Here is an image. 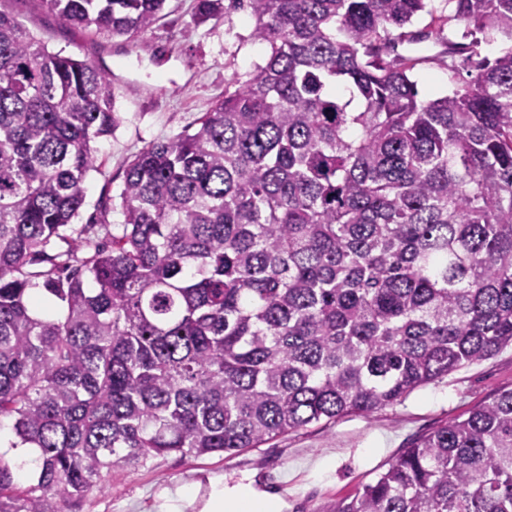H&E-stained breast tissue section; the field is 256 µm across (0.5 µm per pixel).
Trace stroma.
Masks as SVG:
<instances>
[{"instance_id":"stroma-1","label":"stroma","mask_w":512,"mask_h":512,"mask_svg":"<svg viewBox=\"0 0 512 512\" xmlns=\"http://www.w3.org/2000/svg\"><path fill=\"white\" fill-rule=\"evenodd\" d=\"M197 0H167L164 17L134 41L77 30L41 0H0L49 51L93 60L112 77L120 122L98 140L97 163L86 178V201L75 227L99 220L120 223L119 193L133 156L186 130L224 95L245 83L269 48L252 37L245 7L226 0L223 15L197 20ZM427 62L416 72L421 97L434 98L462 83L431 63L440 47L420 43ZM512 389V346L416 388L401 401L369 415L349 414L269 440L236 455L157 458L136 469L113 471L104 492L81 502L78 512H157L161 494L188 485L208 492L210 479L226 486L253 477L258 489L282 497L287 512H330L336 501L384 471L402 448L449 419L503 390Z\"/></svg>"}]
</instances>
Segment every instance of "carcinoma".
Here are the masks:
<instances>
[{
  "mask_svg": "<svg viewBox=\"0 0 512 512\" xmlns=\"http://www.w3.org/2000/svg\"><path fill=\"white\" fill-rule=\"evenodd\" d=\"M41 2L134 40L166 0ZM233 2L265 64L135 155L108 246L72 221L112 80L0 12V423L36 473L0 454V512H75L116 468L370 414L512 344V49L478 38L512 39V0ZM432 36L471 70L422 99L398 47ZM334 512H512V389Z\"/></svg>",
  "mask_w": 512,
  "mask_h": 512,
  "instance_id": "carcinoma-1",
  "label": "carcinoma"
}]
</instances>
